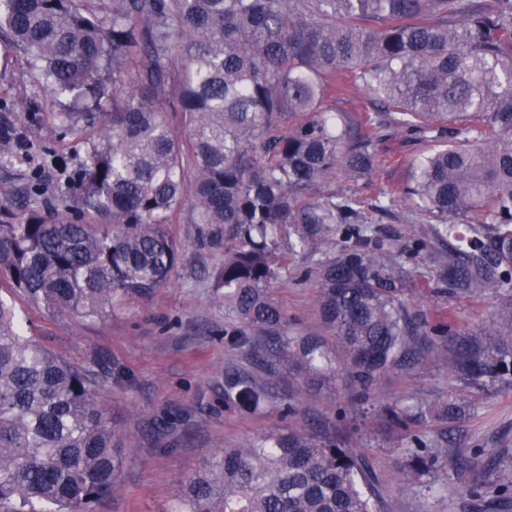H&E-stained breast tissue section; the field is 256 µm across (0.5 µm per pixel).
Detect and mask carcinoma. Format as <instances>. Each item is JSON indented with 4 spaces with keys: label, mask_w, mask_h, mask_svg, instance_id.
<instances>
[{
    "label": "carcinoma",
    "mask_w": 512,
    "mask_h": 512,
    "mask_svg": "<svg viewBox=\"0 0 512 512\" xmlns=\"http://www.w3.org/2000/svg\"><path fill=\"white\" fill-rule=\"evenodd\" d=\"M2 32L46 86L74 94L70 122L90 129L78 182L34 185L54 199L48 214L0 201V267L47 313L96 319L166 287L181 257L168 227L189 200L197 242L224 248L212 287L240 323L224 335L260 368L340 380L368 401L382 376L420 362V337L450 330L447 314L431 325L402 298L446 242L427 287L497 300L494 319L445 350L448 368L479 391L512 385V0H0ZM338 70L369 95L351 124L326 105L343 93ZM109 94L112 110L97 111ZM171 95L185 137L163 118ZM390 129L437 142L405 188L430 224L406 257L372 246L360 198L325 188L338 170L365 179ZM291 272L316 279L330 337L288 334L269 286ZM95 384L20 335L0 300V512H89L117 492L132 442ZM271 398L253 376L224 386L241 411ZM464 412L452 392L382 409L408 431L407 482L452 461L480 469L478 506L500 507L501 463L418 432ZM377 484L355 449L275 431L217 451L175 512H384Z\"/></svg>",
    "instance_id": "cac0c4a2"
}]
</instances>
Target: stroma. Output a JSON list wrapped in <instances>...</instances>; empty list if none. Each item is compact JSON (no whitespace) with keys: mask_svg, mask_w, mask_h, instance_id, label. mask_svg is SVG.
<instances>
[{"mask_svg":"<svg viewBox=\"0 0 512 512\" xmlns=\"http://www.w3.org/2000/svg\"><path fill=\"white\" fill-rule=\"evenodd\" d=\"M0 99L5 102L0 129L11 131L19 152H30L53 183L66 184L81 170L88 130L62 131L66 96L43 87L26 56L1 42ZM430 147L429 141L394 131L379 143L371 176L352 184L341 175L333 178V187L350 185L364 201L381 243L409 249L424 237L423 222L399 224L392 216L406 209L402 191L412 161ZM28 183L26 165L0 168V199L16 214L51 203L47 196L31 198ZM381 197L392 200V215L374 210ZM188 218V213H181L170 227L183 246V256L169 285L115 305L98 319L52 317L0 271V300L13 307L21 334L73 365L92 369L110 416L132 438L119 494L102 499L95 512H173L181 483L203 469L216 451L288 427L316 428L363 449L380 477L378 490L389 512H476L468 490L479 472H458L448 465L426 482L404 483L397 472L405 461L400 445L404 432L380 413L382 406L398 399L437 402L458 387L440 355L448 337L429 336L420 364L409 374L385 376L365 403L356 401L345 387L310 385L284 368L268 377L273 399L264 409L242 412L225 403V376L254 374L258 368L224 337V308L207 279L224 252L200 247ZM446 255L445 249L432 250L405 300L428 318L436 310L447 311L452 333H464L489 319L496 300L487 293L428 294L426 279ZM270 293L284 310L291 334L319 328L313 281L276 282ZM464 397L470 410L455 422L432 428L428 440L444 438L449 445L479 452L484 460H506L504 474L512 478V387L485 394L468 390ZM186 412L192 413L193 421L185 430L175 426L174 418Z\"/></svg>","mask_w":512,"mask_h":512,"instance_id":"35a3bbf8","label":"stroma"}]
</instances>
